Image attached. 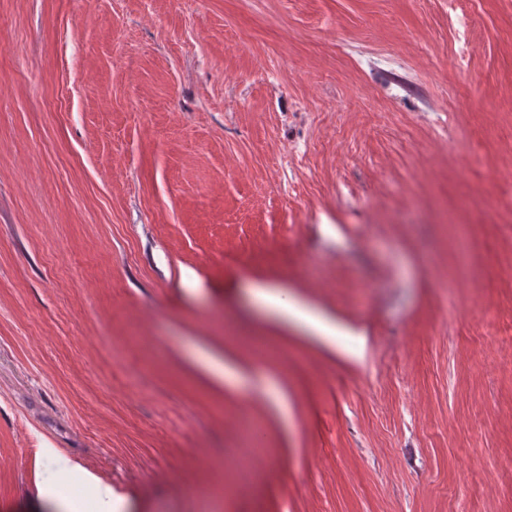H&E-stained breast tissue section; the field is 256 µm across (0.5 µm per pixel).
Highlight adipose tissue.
Wrapping results in <instances>:
<instances>
[{"mask_svg":"<svg viewBox=\"0 0 512 512\" xmlns=\"http://www.w3.org/2000/svg\"><path fill=\"white\" fill-rule=\"evenodd\" d=\"M253 295L262 306L311 328L319 336H327L328 329L321 317L307 311L297 302L283 303L276 289L258 287L254 289ZM42 456L46 472L59 475L63 481L62 486L47 490L63 512H120L111 490L99 484L79 464L59 455L52 448L43 449Z\"/></svg>","mask_w":512,"mask_h":512,"instance_id":"1","label":"adipose tissue"}]
</instances>
